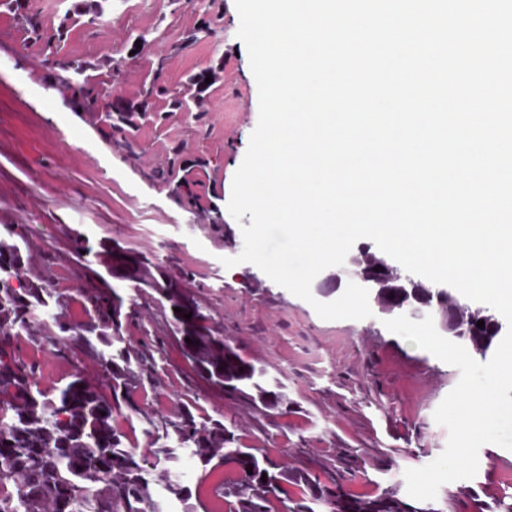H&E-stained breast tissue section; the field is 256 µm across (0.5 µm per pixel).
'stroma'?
Here are the masks:
<instances>
[{"mask_svg": "<svg viewBox=\"0 0 512 512\" xmlns=\"http://www.w3.org/2000/svg\"><path fill=\"white\" fill-rule=\"evenodd\" d=\"M199 6L200 0H107L102 16L73 26L54 55L0 7V224L27 236L37 272L53 278L73 320L87 318L82 289L116 288L129 315L121 333L143 354L155 409L174 414L196 401L202 415L234 422L244 445L319 471L335 470L339 457L352 455L358 466L346 484L355 492L405 486V471L432 462L447 444L434 412L459 371L389 332L380 314L327 321L255 265H223L240 254L241 228L251 223L247 215L234 219L228 202L258 121V88L237 36L234 0L211 7L216 36L181 48ZM141 34L144 50L128 58ZM58 54L93 64L122 60L109 89L128 99L139 98L157 70L172 90L214 63L223 70L201 106L140 122L130 152L122 137L76 111L56 88ZM176 152L207 161L197 175V206L178 201L172 183L152 176ZM105 249L133 251L182 281L237 353L282 380L296 411L262 415L208 387L169 331V303L128 280H98L97 254ZM15 347L36 364L41 388L63 385L74 371L71 358L27 340ZM467 486L486 501L512 495V450L483 445L475 477L442 485L437 498L453 497V512H471L462 494Z\"/></svg>", "mask_w": 512, "mask_h": 512, "instance_id": "35a3bbf8", "label": "stroma"}]
</instances>
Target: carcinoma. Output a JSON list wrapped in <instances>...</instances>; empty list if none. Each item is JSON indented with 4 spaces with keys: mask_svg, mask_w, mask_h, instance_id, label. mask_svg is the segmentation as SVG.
I'll use <instances>...</instances> for the list:
<instances>
[{
    "mask_svg": "<svg viewBox=\"0 0 512 512\" xmlns=\"http://www.w3.org/2000/svg\"><path fill=\"white\" fill-rule=\"evenodd\" d=\"M18 14L24 30L47 47L60 42L68 27L85 16H100L105 0H74L57 28L45 26L29 0H0ZM213 19L203 11L182 45L211 32ZM56 87L69 93L72 104L96 121L123 134L147 113L158 114L156 100L169 99L173 109L200 104L217 77L209 67L188 77L183 90L172 92L160 83L162 69L137 100L106 94L98 66L61 58L56 61ZM176 196L197 200L191 167ZM32 249L25 238L0 240V512H197L189 486L173 476L182 455L190 454L206 474L223 467L230 475L213 493L224 512H447L431 502L407 499L393 485L375 493H356L343 485L341 470L321 474L305 464L276 461L241 443L224 421L197 416L189 405L175 415L152 409L145 378L132 346L121 335L123 298L113 288L83 292L89 318L69 319L68 301L53 280L31 274ZM126 278L147 284L170 307L173 333L192 370L209 386L261 414L287 413L294 407L285 385L267 366L242 358L212 327L211 314L161 267L144 263L129 252L121 257ZM454 323L470 328L461 339L486 356L501 324L484 322L483 313L456 300L448 301ZM192 313L191 319L184 318ZM27 337L39 347L78 361L65 384L40 388L35 367L14 350L13 341ZM190 338L191 342L184 341ZM140 423L146 441L138 451L134 437L116 425V416ZM472 512H512V496L491 503L465 489Z\"/></svg>",
    "mask_w": 512,
    "mask_h": 512,
    "instance_id": "cac0c4a2",
    "label": "carcinoma"
}]
</instances>
